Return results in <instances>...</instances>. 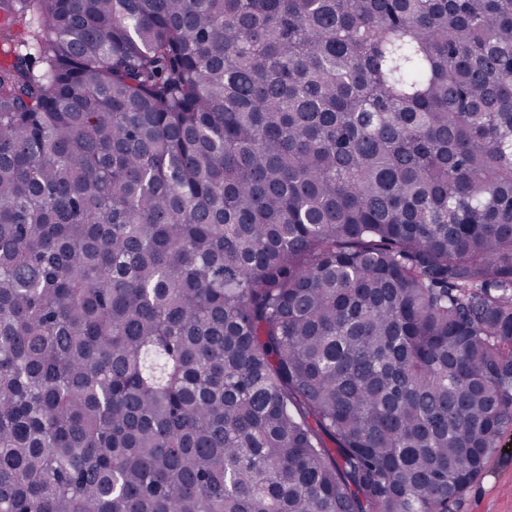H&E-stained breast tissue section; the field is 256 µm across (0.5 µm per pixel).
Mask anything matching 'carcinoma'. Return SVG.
Returning <instances> with one entry per match:
<instances>
[{"label":"carcinoma","mask_w":512,"mask_h":512,"mask_svg":"<svg viewBox=\"0 0 512 512\" xmlns=\"http://www.w3.org/2000/svg\"><path fill=\"white\" fill-rule=\"evenodd\" d=\"M16 24L0 512H454L512 431V0Z\"/></svg>","instance_id":"cac0c4a2"}]
</instances>
